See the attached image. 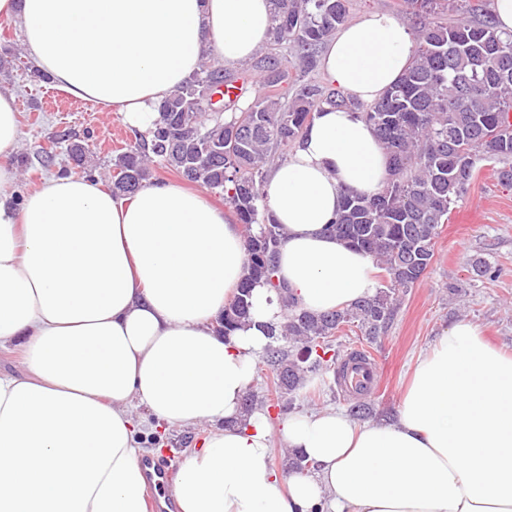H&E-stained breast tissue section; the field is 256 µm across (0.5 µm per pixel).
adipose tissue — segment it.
I'll list each match as a JSON object with an SVG mask.
<instances>
[{
	"label": "adipose tissue",
	"instance_id": "ef3b65f1",
	"mask_svg": "<svg viewBox=\"0 0 512 512\" xmlns=\"http://www.w3.org/2000/svg\"><path fill=\"white\" fill-rule=\"evenodd\" d=\"M273 12L274 0H0L35 69L139 132L202 56L248 61ZM414 48L410 29L374 12L335 34L320 68L371 103ZM19 140L15 95L0 87V348L24 363L0 375V512H147L138 406L161 425L211 426L179 468L180 512H512V355L478 328L454 323L418 356L394 421L329 409L272 425L241 400L284 312L278 294L255 286L251 319L214 331L243 274L236 213L168 183L123 197L61 174L16 197ZM387 176L371 127L331 107L272 169L277 277L299 307L375 294L371 258L327 226L342 189L374 193ZM278 444L313 469L284 475Z\"/></svg>",
	"mask_w": 512,
	"mask_h": 512
}]
</instances>
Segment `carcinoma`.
<instances>
[{"instance_id":"obj_1","label":"carcinoma","mask_w":512,"mask_h":512,"mask_svg":"<svg viewBox=\"0 0 512 512\" xmlns=\"http://www.w3.org/2000/svg\"><path fill=\"white\" fill-rule=\"evenodd\" d=\"M275 2L271 51L260 59L269 92L225 117L211 95L237 77L203 56L200 69L159 105L154 129L135 133L133 144L115 158L112 193L134 196L147 185L154 162L224 193L242 226L245 275L215 331L227 336L249 319L255 285L277 291L287 312L271 335L301 347L295 353L268 347L269 392L290 404L307 373L346 364L337 353L323 359L316 348L331 351L330 339L346 326L371 343L386 331L399 296L432 265L439 228L473 185L478 162L495 165L499 182L512 185V35L501 34L489 16L438 20L447 0H407L420 13L417 47L381 98L363 104L309 81L288 99L279 91L288 81V58L277 50L289 49L314 68L316 46L345 24L349 0ZM325 105L356 110L389 154L385 185L373 194L343 191L329 225L339 240L372 258L387 285L348 307L313 315L297 309L288 289L273 280L285 232L273 218L265 185L275 159L296 146ZM284 467L301 474L312 464L291 450Z\"/></svg>"}]
</instances>
